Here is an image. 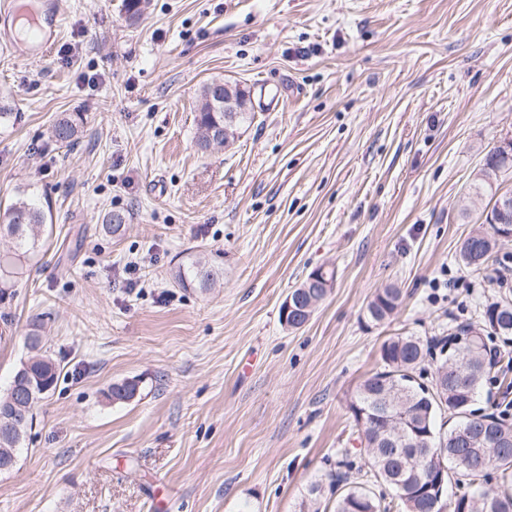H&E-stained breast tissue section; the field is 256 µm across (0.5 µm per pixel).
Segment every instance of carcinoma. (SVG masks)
<instances>
[{
	"label": "carcinoma",
	"instance_id": "carcinoma-1",
	"mask_svg": "<svg viewBox=\"0 0 512 512\" xmlns=\"http://www.w3.org/2000/svg\"><path fill=\"white\" fill-rule=\"evenodd\" d=\"M217 81L206 83L201 90L195 121L199 131L197 146L209 149L208 135L224 130V103L216 96ZM78 134V119L66 117L53 127L55 141L69 145ZM512 173V160L504 161L490 151L475 173L472 196H494L501 179ZM126 214L112 211L105 219V229L118 234L126 224ZM52 225L51 211L32 205L19 196L0 214V239L11 243L0 252V301L12 295L30 257L43 245V235ZM498 248L497 226L491 232H479L461 244L458 261L471 272L487 269ZM223 269L215 260L189 255L178 263L175 278L182 284L210 287ZM292 294L300 303L299 317L280 316L281 322L298 329L326 297L321 288L302 282ZM401 303V290L394 285L377 290L365 308V318L374 325L389 320ZM512 341V300L493 301L485 306L478 324H465L457 332L441 339L419 336H391L380 347V367L356 387L347 401L358 427L359 437L366 440V465L374 481L394 490L397 504L384 502L361 486H354L336 496L334 512H466L468 499L480 501L481 512H512V413L509 405L497 412L481 413L472 408L474 397L483 382L492 380L491 371L500 350L489 345L493 338ZM32 356L15 371L6 393L0 395V466L14 464L17 454L32 429L33 409L55 389L60 368L44 350L41 325L35 324L25 336ZM439 350L441 362L432 374L431 384L421 382L424 364ZM464 361L460 373L440 370ZM448 384V399L439 402L437 386ZM141 380L126 379L112 384L107 398L113 403H127L140 389ZM24 387L25 402L19 404L16 390ZM392 395L389 406L384 399ZM495 471V477L487 470ZM443 474L441 491L449 483L469 490L449 502H437L422 494L428 480ZM322 485L312 484L301 502L300 512H319Z\"/></svg>",
	"mask_w": 512,
	"mask_h": 512
}]
</instances>
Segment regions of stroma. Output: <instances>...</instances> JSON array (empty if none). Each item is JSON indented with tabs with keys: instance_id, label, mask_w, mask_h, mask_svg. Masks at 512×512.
<instances>
[{
	"instance_id": "obj_1",
	"label": "stroma",
	"mask_w": 512,
	"mask_h": 512,
	"mask_svg": "<svg viewBox=\"0 0 512 512\" xmlns=\"http://www.w3.org/2000/svg\"><path fill=\"white\" fill-rule=\"evenodd\" d=\"M56 2L43 55L0 45V209H53L0 302V392L34 321L62 369L0 512H298L315 482L333 512L347 400L383 340L512 298V243L479 275L456 261L484 221L473 176L512 135V0H148L134 20L123 0ZM218 79L255 118L203 154ZM73 115L75 144L55 142ZM189 252L221 263L211 288L176 283ZM319 266L335 284L289 329L280 306ZM389 285L401 307L367 323ZM131 378L140 397L106 400ZM401 303V290L394 285L378 289L365 308V318L374 325L389 320Z\"/></svg>"
}]
</instances>
